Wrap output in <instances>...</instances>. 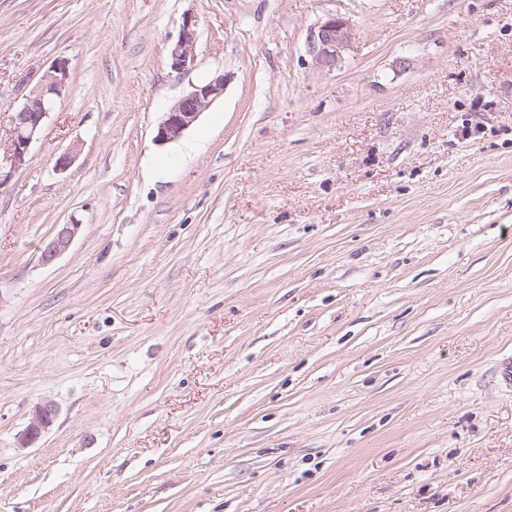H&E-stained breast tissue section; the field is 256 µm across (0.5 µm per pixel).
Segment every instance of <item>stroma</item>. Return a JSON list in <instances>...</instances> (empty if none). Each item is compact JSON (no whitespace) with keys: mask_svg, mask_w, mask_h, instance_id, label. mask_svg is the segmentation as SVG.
<instances>
[{"mask_svg":"<svg viewBox=\"0 0 512 512\" xmlns=\"http://www.w3.org/2000/svg\"><path fill=\"white\" fill-rule=\"evenodd\" d=\"M59 59L0 185V512H512V0H0V136ZM197 19L191 14L182 18L180 33L168 51L170 68L175 72H181L194 64L196 45ZM352 30L349 19L331 15L310 31L308 49L317 67L336 69L352 39ZM68 84L67 61L59 59L26 95L23 104L12 113L9 138L3 155L4 166L0 154V185L25 165L32 142L41 132L56 99L63 95ZM228 77L225 74L193 85L175 101L158 125L156 141L166 144L178 140L199 119L201 114L224 93ZM79 229V224L56 225L51 239L46 243L41 252L42 262L50 264L67 251L77 236ZM57 415L56 407L51 403L37 406L32 414L30 422L22 436L21 445L27 446L36 442L53 424Z\"/></svg>","mask_w":512,"mask_h":512,"instance_id":"obj_1","label":"stroma"}]
</instances>
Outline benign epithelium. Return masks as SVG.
<instances>
[{"label":"benign epithelium","instance_id":"1","mask_svg":"<svg viewBox=\"0 0 512 512\" xmlns=\"http://www.w3.org/2000/svg\"><path fill=\"white\" fill-rule=\"evenodd\" d=\"M196 28V17L190 14L183 16L179 36L168 51V62L173 71L181 72L194 64ZM351 39L350 20L331 15L310 31L309 53L317 67L331 71L341 63ZM227 81V75L221 74L192 86L189 92L165 112L157 128L156 141L166 144L182 137L213 101L224 93ZM68 84L67 61L59 59L49 67L40 83L26 95L23 104L12 113L9 138L3 164L0 165V185L25 165L32 142L41 132L56 99L63 95ZM79 229L78 224L56 225L51 239L41 252L42 262L50 264L67 251ZM56 415L57 409L51 403L37 406L22 436L21 445L27 446L36 442L53 424Z\"/></svg>","mask_w":512,"mask_h":512}]
</instances>
